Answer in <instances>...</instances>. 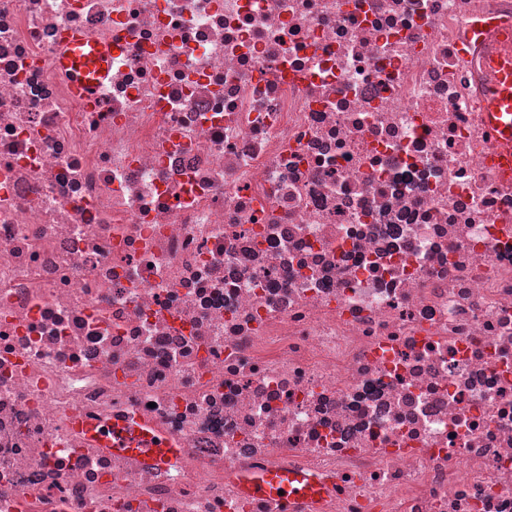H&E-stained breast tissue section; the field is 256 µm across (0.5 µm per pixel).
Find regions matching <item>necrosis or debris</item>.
I'll use <instances>...</instances> for the list:
<instances>
[{
	"instance_id": "necrosis-or-debris-1",
	"label": "necrosis or debris",
	"mask_w": 512,
	"mask_h": 512,
	"mask_svg": "<svg viewBox=\"0 0 512 512\" xmlns=\"http://www.w3.org/2000/svg\"><path fill=\"white\" fill-rule=\"evenodd\" d=\"M478 21L512 0H0V512H276L272 466L332 481L302 512H512ZM59 55L73 94L83 99L100 97L112 63V45L91 36L69 37ZM152 440L153 436L148 431L130 428L126 424H116L111 430L110 438H105L104 444L112 449H131L141 454L149 464H171L176 460L179 448L170 442L168 445L160 444L165 448H157Z\"/></svg>"
}]
</instances>
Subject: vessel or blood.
Listing matches in <instances>:
<instances>
[{
	"label": "vessel or blood",
	"instance_id": "1",
	"mask_svg": "<svg viewBox=\"0 0 512 512\" xmlns=\"http://www.w3.org/2000/svg\"><path fill=\"white\" fill-rule=\"evenodd\" d=\"M60 65L69 76L72 92L83 99L100 97L112 63V46L89 36L67 38L59 52ZM488 94L485 98V122L492 142L504 155L512 154V47H506L501 59L489 68ZM108 447L129 449L141 454L147 463H173L179 450L174 445L157 447L151 433L124 424L113 426ZM246 490L259 498L278 499L282 512H297L305 500L319 495L324 487L312 475L271 468L245 475Z\"/></svg>",
	"mask_w": 512,
	"mask_h": 512
}]
</instances>
